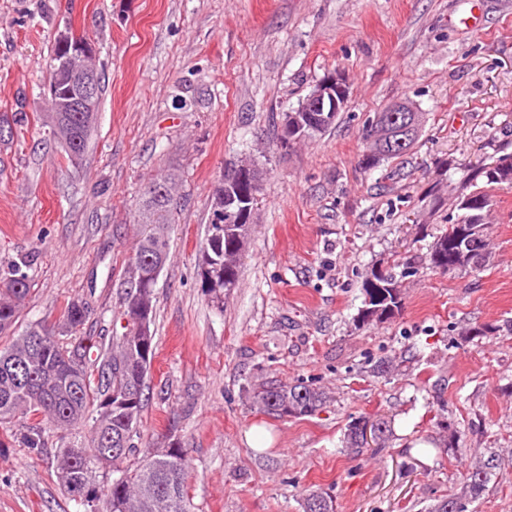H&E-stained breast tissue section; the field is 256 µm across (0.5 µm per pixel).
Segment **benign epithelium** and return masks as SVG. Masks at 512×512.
<instances>
[{
    "instance_id": "obj_1",
    "label": "benign epithelium",
    "mask_w": 512,
    "mask_h": 512,
    "mask_svg": "<svg viewBox=\"0 0 512 512\" xmlns=\"http://www.w3.org/2000/svg\"><path fill=\"white\" fill-rule=\"evenodd\" d=\"M59 40L67 49V55L55 68L58 81L49 86L50 95L60 99L61 112H90L91 103L98 94L97 73L88 65L93 50L90 44L76 35L63 33ZM347 98L345 79L336 74L325 76L312 86L310 92L296 109L286 113L283 125L295 132L304 129L318 130L328 122V113L337 112ZM259 165L243 160L224 176V203L240 201L235 212L218 211L217 218H227L242 223L251 208L253 187L260 183Z\"/></svg>"
}]
</instances>
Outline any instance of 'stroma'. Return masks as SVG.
<instances>
[{
  "label": "stroma",
  "instance_id": "35a3bbf8",
  "mask_svg": "<svg viewBox=\"0 0 512 512\" xmlns=\"http://www.w3.org/2000/svg\"><path fill=\"white\" fill-rule=\"evenodd\" d=\"M63 32L89 38L105 83L76 166L47 122ZM334 72L345 110L280 153L285 114ZM408 100L424 122L399 172L364 168L366 124ZM16 112L25 122L0 128V269L34 260L19 326L58 322L80 299L78 339L123 335L138 201L149 178L179 176L134 443L141 456L186 448L193 512H301L316 488L336 512H427L491 457L501 467L466 510L512 512V188L492 192V265L442 274L428 261L464 174L512 152V0H0V114ZM244 158L266 177L219 306L199 251L213 188ZM393 265L401 311L360 323L366 271ZM275 380L331 400L301 419L255 412L251 386ZM359 418L391 420L384 448L345 451ZM59 435L35 453L0 426V512H90L58 482Z\"/></svg>",
  "mask_w": 512,
  "mask_h": 512
}]
</instances>
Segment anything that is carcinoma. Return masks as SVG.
Returning <instances> with one entry per match:
<instances>
[{
	"mask_svg": "<svg viewBox=\"0 0 512 512\" xmlns=\"http://www.w3.org/2000/svg\"><path fill=\"white\" fill-rule=\"evenodd\" d=\"M87 112H50L53 136L64 148L68 160L78 163L95 121ZM402 113L377 112L375 124L388 121L398 130L392 142L374 140L362 155V164L375 168L408 155L420 132L406 144L401 136ZM512 159V152L492 157V161L467 175L472 190L460 194L455 203L456 219L448 231L436 237L430 250L431 267L443 274L445 266L457 271L480 272L492 258L485 234L462 235L474 223L476 211L491 206L492 188L512 187V165L499 164ZM177 204L141 196L138 223L141 230L133 254L126 266L122 287L128 331L107 348L91 353L93 345L69 346L67 337L83 325L88 305L72 300L64 308L62 320L51 326L37 323L16 330L19 307L30 292L28 270L32 260L21 257L8 272L0 274V335L12 333L8 344L0 348V424L15 418L23 421L21 433L25 447L37 452L45 447V433L53 426L63 432L55 457L57 478L72 500L82 504H100L97 512H191L186 480L188 463L180 443L173 442L129 464L135 451L137 434L145 402V389L155 354L153 330H148L149 354L141 352L137 325L140 310L154 324L157 281L148 273L165 266L169 257L171 224L175 223ZM251 224H218L210 221L207 238L200 250L198 275L203 291L217 302L224 301L236 286L238 261ZM361 322H381L395 315L403 305L401 280L386 269L369 270L362 282ZM251 407L278 418L312 416L329 401L328 393L310 384L298 382H262L252 387ZM91 422L90 439L83 442L69 437L73 429ZM362 420L347 427L346 448L360 451L366 447L360 431ZM372 439L385 447L392 434L391 422L371 424ZM496 463L490 460L469 473V498L476 499L485 490ZM110 470L112 480L99 483L98 471ZM302 512H336L333 497L322 489L311 490L301 502ZM431 512H466L459 497L437 501Z\"/></svg>",
	"mask_w": 512,
	"mask_h": 512,
	"instance_id": "obj_1",
	"label": "carcinoma"
}]
</instances>
